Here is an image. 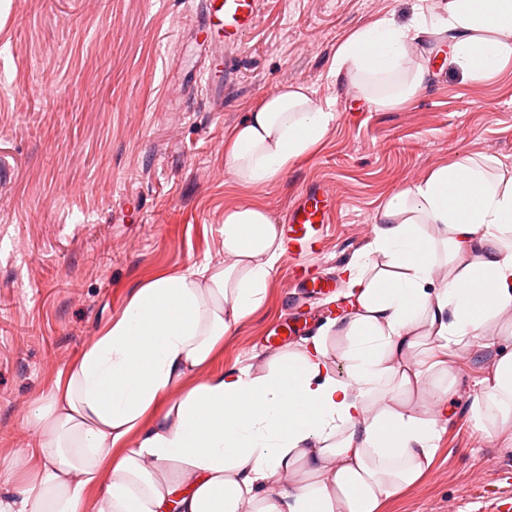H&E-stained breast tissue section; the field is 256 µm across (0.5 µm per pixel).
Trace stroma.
Listing matches in <instances>:
<instances>
[{"mask_svg":"<svg viewBox=\"0 0 512 512\" xmlns=\"http://www.w3.org/2000/svg\"><path fill=\"white\" fill-rule=\"evenodd\" d=\"M199 0H0V470L28 484L25 420L130 294L156 273L221 257L225 207L253 202L285 223L317 186L335 209L317 254L279 262L264 307L224 339L218 374L336 316L340 269L372 239L383 201L463 155L512 166V63L470 82L438 72L416 100L377 111L329 72L337 44L375 18H408L412 0H260L241 42L196 41ZM221 58L223 98L192 82ZM301 83L331 105L325 143L258 191L224 172V131L262 96ZM329 282L307 296L296 264ZM293 331L271 338L283 321ZM496 351L449 352L455 384L431 466L383 512H448L493 486L512 446L477 440L475 381Z\"/></svg>","mask_w":512,"mask_h":512,"instance_id":"35a3bbf8","label":"stroma"}]
</instances>
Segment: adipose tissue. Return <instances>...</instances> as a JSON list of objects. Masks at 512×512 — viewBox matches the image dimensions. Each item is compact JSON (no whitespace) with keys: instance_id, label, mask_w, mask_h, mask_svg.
Returning <instances> with one entry per match:
<instances>
[{"instance_id":"1","label":"adipose tissue","mask_w":512,"mask_h":512,"mask_svg":"<svg viewBox=\"0 0 512 512\" xmlns=\"http://www.w3.org/2000/svg\"><path fill=\"white\" fill-rule=\"evenodd\" d=\"M479 82L512 62V0H416L336 47L330 72L378 111L416 98L430 53ZM336 121L302 84L224 133V171L280 181ZM224 257L130 295L28 421L32 483L0 512H381L430 466L450 350L512 336V167L461 156L382 205L343 269L348 306L299 343L207 375L286 256L271 215L225 208ZM473 426L512 434V351L476 383Z\"/></svg>"}]
</instances>
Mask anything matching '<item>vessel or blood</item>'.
<instances>
[{"instance_id": "obj_1", "label": "vessel or blood", "mask_w": 512, "mask_h": 512, "mask_svg": "<svg viewBox=\"0 0 512 512\" xmlns=\"http://www.w3.org/2000/svg\"><path fill=\"white\" fill-rule=\"evenodd\" d=\"M206 22L202 35L220 32L228 44L238 43L260 19V0H204ZM330 221V199L317 190L306 192L292 207L283 228L284 246L290 256L303 258L316 253L322 230ZM482 512H512V496L496 489H485L479 499Z\"/></svg>"}]
</instances>
